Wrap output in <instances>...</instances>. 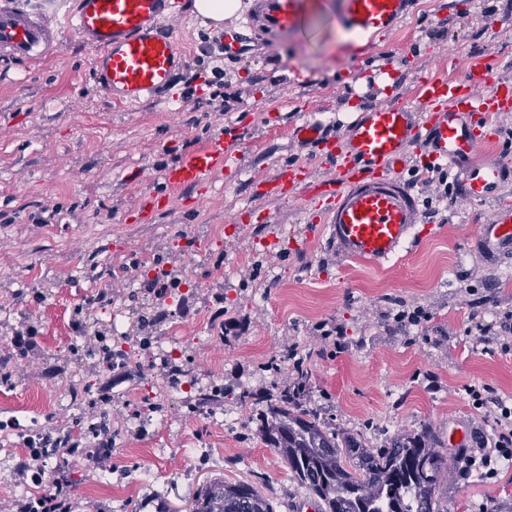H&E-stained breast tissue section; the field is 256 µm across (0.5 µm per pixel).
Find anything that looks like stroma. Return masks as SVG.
<instances>
[{
  "label": "stroma",
  "instance_id": "stroma-1",
  "mask_svg": "<svg viewBox=\"0 0 512 512\" xmlns=\"http://www.w3.org/2000/svg\"><path fill=\"white\" fill-rule=\"evenodd\" d=\"M508 14L512 0H419L367 61L347 64L368 76L394 64L404 102L424 77L465 78L462 62L474 56L512 80V36L494 27ZM237 28L234 17L218 28L198 17L176 27L188 58L171 112L152 101L115 108L90 75V51L66 30L48 59L0 56V361L14 371L10 385L0 384V505L28 486L16 473L27 452L24 427L54 434L75 415L64 403L39 411L36 397L79 379L93 384L95 409L106 412L114 434L111 457L88 466L100 481L78 496L77 512L134 504L156 512L157 491L173 512H187L199 485L220 476L257 477L276 512H298L303 488L258 433L260 399L245 408L224 399L193 414L188 392H175L147 429L135 430L142 398L164 390L156 345L181 341L196 374L259 395L283 379L268 363L296 349L309 368L307 402L323 425L374 447L427 423L443 447L457 427L496 438V422L467 393L488 384L512 403V353L467 333L473 314L498 322L512 312V258L488 260L476 246L492 203L451 194L433 201L400 257L372 267L338 256L324 211L303 196L251 198L252 176L286 163L324 176L319 147L293 139L291 128L305 118L347 128L359 101L336 88L326 58L339 32L325 13L289 37L278 61L221 60L222 82L206 86L217 39ZM444 54L460 67L439 64ZM223 133L239 138V167L177 193L172 210L151 223L126 221L146 189L161 187L164 167ZM253 206L269 213V223L235 233L232 218ZM146 256L203 285L154 298L164 317L152 344L105 371L75 328L78 309L92 303L88 327L101 330L114 310L149 297L143 281L154 272ZM102 291L108 304H93ZM417 307L427 320L396 322L399 311ZM29 327L34 348L23 354L14 337ZM334 329L342 333L337 345L321 336ZM483 503L512 512V469L492 480L449 478L448 512H478Z\"/></svg>",
  "mask_w": 512,
  "mask_h": 512
}]
</instances>
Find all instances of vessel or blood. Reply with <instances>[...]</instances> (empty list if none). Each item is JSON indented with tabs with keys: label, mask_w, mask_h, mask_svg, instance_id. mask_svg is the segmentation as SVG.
<instances>
[{
	"label": "vessel or blood",
	"mask_w": 512,
	"mask_h": 512,
	"mask_svg": "<svg viewBox=\"0 0 512 512\" xmlns=\"http://www.w3.org/2000/svg\"><path fill=\"white\" fill-rule=\"evenodd\" d=\"M416 0H336L337 27L368 41L394 34L414 11ZM304 0H251L242 22L250 41L265 53L277 54L299 28ZM181 0H75L67 29L91 49L97 85L123 109L144 101L165 102L185 54L167 26L183 17ZM59 45L41 19L0 0V54L37 60ZM366 82L365 102L342 141L329 138L318 123L295 127V138L320 147L327 173L314 177L309 168L291 164L273 175L254 179V195L281 199L302 194L324 208L328 241L343 258L378 266L396 257L424 217L423 202L405 177L411 153L424 154L453 177L460 198L494 202L478 245L494 261L512 255V204L502 189L512 183V166L500 161L499 118L512 112V80L496 76L484 59L473 60L463 81L423 78L416 107L384 102L394 85L391 72L372 80L363 72L340 70L337 82ZM234 141L216 137L182 153L162 173L166 191L144 193L128 214L138 224L169 210L174 191L212 183L236 165Z\"/></svg>",
	"instance_id": "1"
}]
</instances>
